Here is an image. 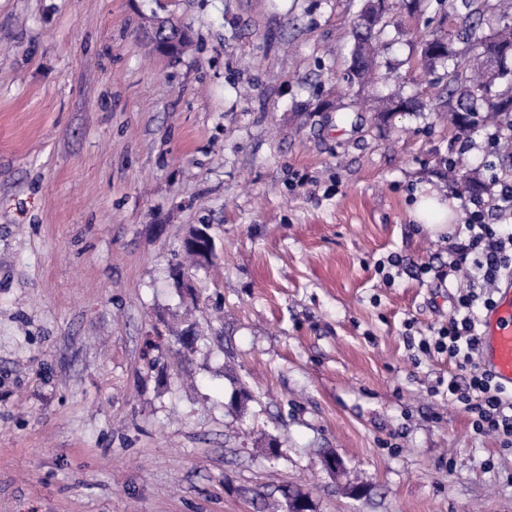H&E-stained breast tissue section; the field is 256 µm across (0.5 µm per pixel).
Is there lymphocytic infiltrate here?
<instances>
[{
	"mask_svg": "<svg viewBox=\"0 0 512 512\" xmlns=\"http://www.w3.org/2000/svg\"><path fill=\"white\" fill-rule=\"evenodd\" d=\"M471 203L463 220L467 236L452 242L447 261L428 260L417 267L418 275L431 274L441 282L463 267L473 269L454 312L442 319L435 336L420 339L418 349L447 355L456 364L459 374L446 389L449 401L468 415L477 435L496 437L502 447L511 448L512 394L479 366L477 356L478 314L493 302L502 272L512 268V184H494Z\"/></svg>",
	"mask_w": 512,
	"mask_h": 512,
	"instance_id": "f902f5d3",
	"label": "lymphocytic infiltrate"
}]
</instances>
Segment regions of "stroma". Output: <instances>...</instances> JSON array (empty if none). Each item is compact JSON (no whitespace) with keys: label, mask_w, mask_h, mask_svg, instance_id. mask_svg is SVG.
Segmentation results:
<instances>
[{"label":"stroma","mask_w":512,"mask_h":512,"mask_svg":"<svg viewBox=\"0 0 512 512\" xmlns=\"http://www.w3.org/2000/svg\"><path fill=\"white\" fill-rule=\"evenodd\" d=\"M364 4L0 0V512H267L288 490L312 512H512V449L408 344L457 295L411 268L463 221L431 232L413 205L457 196L445 159L485 164L421 60L450 10L388 0L361 84ZM154 16L191 27L179 60L152 52ZM390 94L417 111L381 117ZM198 224L218 256L174 281ZM186 321V361L153 348ZM383 13L374 17L372 28L363 32L360 23L353 32V45L350 51V61L357 60V63L350 64V69L359 81L369 79L376 71V50H377V26L380 24Z\"/></svg>","instance_id":"35a3bbf8"}]
</instances>
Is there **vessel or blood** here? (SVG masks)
Masks as SVG:
<instances>
[{
  "mask_svg": "<svg viewBox=\"0 0 512 512\" xmlns=\"http://www.w3.org/2000/svg\"><path fill=\"white\" fill-rule=\"evenodd\" d=\"M479 336L482 368L512 390V272L501 277L493 304L484 309Z\"/></svg>",
  "mask_w": 512,
  "mask_h": 512,
  "instance_id": "b4317fda",
  "label": "vessel or blood"
}]
</instances>
